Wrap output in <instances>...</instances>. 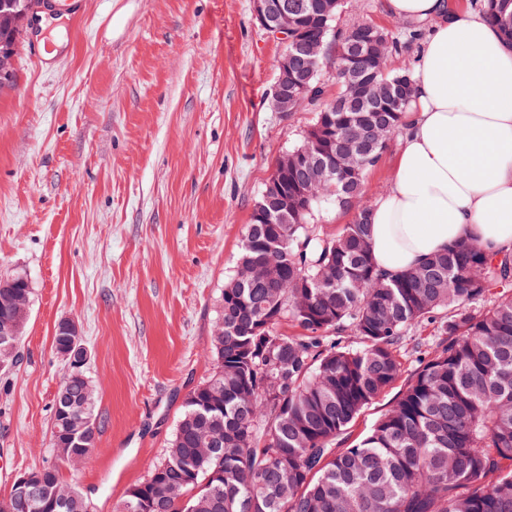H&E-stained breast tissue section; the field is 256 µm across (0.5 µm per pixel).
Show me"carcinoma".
<instances>
[{"mask_svg": "<svg viewBox=\"0 0 512 512\" xmlns=\"http://www.w3.org/2000/svg\"><path fill=\"white\" fill-rule=\"evenodd\" d=\"M304 40L322 44L321 70L335 67L336 90L296 102L314 117L301 141L319 148L335 174L315 179L288 168L290 221L265 224L259 199L238 262L274 261L257 283L231 277L217 300L209 379L196 386L165 459L135 485L152 512H512V252L489 257L462 241L417 268L386 276L371 252L365 173L401 131L412 74L391 58L423 35L405 22L400 35L380 27L382 54L333 59L356 42L360 26L324 20L325 0H288ZM30 0H0V49H14ZM512 39V0H470ZM353 212L334 235L314 224L323 208ZM0 291L16 312L30 304L26 276ZM424 321L440 342H414L416 368L405 374L399 349ZM299 329L290 334L286 323ZM352 337L356 345H344ZM399 396L356 443L339 446L360 413L398 381ZM85 369L67 367L53 414L71 442L57 460L75 465L95 448L97 405H84ZM224 428V447L203 448L207 428ZM46 500L31 505L9 492L0 512H89L82 492L56 465L41 468Z\"/></svg>", "mask_w": 512, "mask_h": 512, "instance_id": "obj_1", "label": "carcinoma"}]
</instances>
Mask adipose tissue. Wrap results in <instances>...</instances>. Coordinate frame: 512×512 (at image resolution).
<instances>
[{"instance_id": "adipose-tissue-1", "label": "adipose tissue", "mask_w": 512, "mask_h": 512, "mask_svg": "<svg viewBox=\"0 0 512 512\" xmlns=\"http://www.w3.org/2000/svg\"><path fill=\"white\" fill-rule=\"evenodd\" d=\"M383 9L431 26L393 179L367 213L377 267L397 274L459 241L512 252V43L486 15L446 0Z\"/></svg>"}]
</instances>
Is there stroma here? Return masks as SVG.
Listing matches in <instances>:
<instances>
[{
  "instance_id": "obj_1",
  "label": "stroma",
  "mask_w": 512,
  "mask_h": 512,
  "mask_svg": "<svg viewBox=\"0 0 512 512\" xmlns=\"http://www.w3.org/2000/svg\"><path fill=\"white\" fill-rule=\"evenodd\" d=\"M382 0H343L339 26L397 29ZM56 54L0 88V276L32 288L21 359L0 374V498L53 461L73 320L99 391L95 449L65 482L117 512L162 461L191 389L211 374L216 300L274 160L312 112L271 111L281 44L252 0H85Z\"/></svg>"
}]
</instances>
